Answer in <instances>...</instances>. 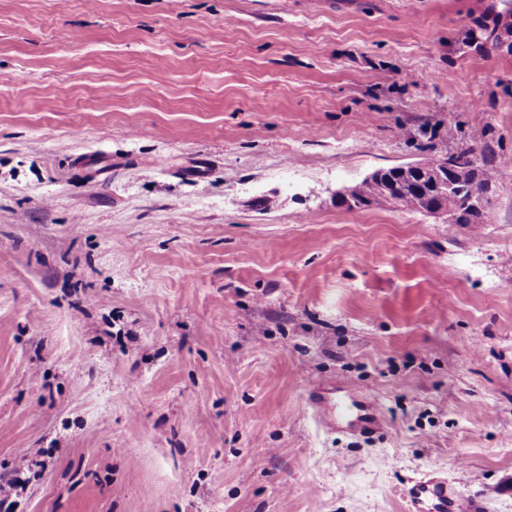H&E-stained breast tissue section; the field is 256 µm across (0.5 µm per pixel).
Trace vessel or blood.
Here are the masks:
<instances>
[{"label":"vessel or blood","instance_id":"vessel-or-blood-1","mask_svg":"<svg viewBox=\"0 0 512 512\" xmlns=\"http://www.w3.org/2000/svg\"><path fill=\"white\" fill-rule=\"evenodd\" d=\"M308 405L317 426L329 433L346 429L360 435H373L384 425L378 401L367 398L350 385L313 390ZM405 498L408 512H486L482 498L464 494L441 477L410 480Z\"/></svg>","mask_w":512,"mask_h":512}]
</instances>
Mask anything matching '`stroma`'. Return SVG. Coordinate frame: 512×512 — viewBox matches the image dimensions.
Here are the masks:
<instances>
[{"mask_svg": "<svg viewBox=\"0 0 512 512\" xmlns=\"http://www.w3.org/2000/svg\"><path fill=\"white\" fill-rule=\"evenodd\" d=\"M498 0H0V512H512V178L482 224L339 192L485 131ZM348 382L373 436L318 428ZM483 26H481L477 21L475 22V27H472L469 29L467 34L461 39L455 42V51L461 55H465L468 52L464 51L465 48H470L471 50L474 48L475 50H486V51H497L496 46H500V50L502 52H506L510 48V44H512V18H503L498 21V24L496 28L493 30L490 27V30H493V37L489 44L494 40V44L488 45L486 42H483V44L478 43L473 48L472 45L474 42H480L482 39H477L475 34L477 32H480V29H482ZM477 31V32H476ZM308 406L317 426L329 433L348 429L355 434L373 435L384 425L378 401L367 398L351 385L314 389L309 394ZM409 512H485L482 498L467 495L447 478L424 476L411 479L405 489Z\"/></svg>", "mask_w": 512, "mask_h": 512, "instance_id": "obj_1", "label": "stroma"}]
</instances>
